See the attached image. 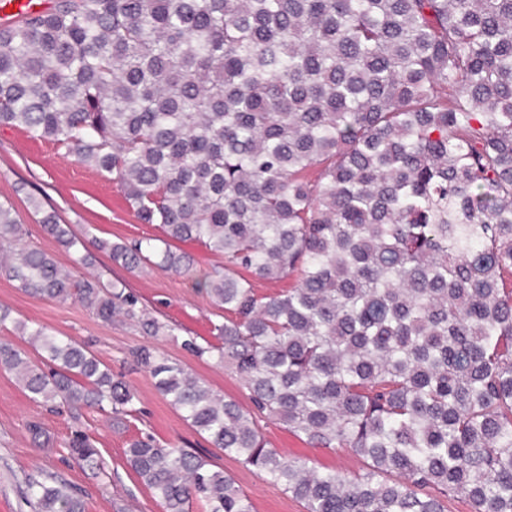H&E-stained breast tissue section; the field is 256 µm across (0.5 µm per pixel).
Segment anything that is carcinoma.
Masks as SVG:
<instances>
[{"instance_id":"cac0c4a2","label":"carcinoma","mask_w":512,"mask_h":512,"mask_svg":"<svg viewBox=\"0 0 512 512\" xmlns=\"http://www.w3.org/2000/svg\"><path fill=\"white\" fill-rule=\"evenodd\" d=\"M0 126L112 179L165 238L94 241L113 262L190 271L170 241L224 267L194 288L224 309L219 347L251 410L155 346L133 356L224 455L307 512H512V0H56L0 27ZM70 270L26 243L0 203V273L151 337L166 325L79 269L84 241L53 212ZM267 282L295 279L260 295ZM13 328H8V325ZM0 369L30 400L119 425L135 396L90 351L0 308ZM363 472L321 471L268 444L256 416ZM68 448L101 469L79 429ZM126 466L164 512H254L206 457L133 437ZM35 512H85L32 479Z\"/></svg>"}]
</instances>
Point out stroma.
I'll return each mask as SVG.
<instances>
[{
  "mask_svg": "<svg viewBox=\"0 0 512 512\" xmlns=\"http://www.w3.org/2000/svg\"><path fill=\"white\" fill-rule=\"evenodd\" d=\"M37 198L44 210L56 211L61 223L72 225L85 240L129 242L158 236L157 224H143L130 209L120 187L93 167L78 163L52 142L31 139L25 131L0 127V202L13 205L26 229V241L52 255L59 265L70 266L72 255L47 235L29 204ZM172 248L191 256L189 273L158 267L128 270L112 263L106 253L93 252L86 274L104 283L123 282L140 303L170 328L169 336L152 338L117 319L105 325L80 303H60L23 292L16 282L0 274V307L15 318L43 325L57 335L72 338L89 349L113 373L124 374L135 395L136 417L114 427L96 412H85L80 424L68 414L46 412L33 403L14 374L0 370V512H33L25 493L29 478L52 476L65 480L84 496L86 512H163L161 504L125 466L124 449L136 432H148L164 443L204 454L214 468L231 473L249 496L255 512H305L303 505L282 487L262 480L252 469L213 448L206 436L192 428L156 391L151 377L134 367L133 349L154 345L204 378L216 391L249 407L239 379L214 360L198 358L182 345L192 338L200 345L215 343L216 325L223 309L195 290L196 278L223 265V256L196 242H176ZM41 421L51 437L48 446L36 447L26 424ZM258 425L269 445L288 458L309 460L321 470L359 472L361 460L342 448H314L302 436L277 421L262 418ZM85 431L98 448L104 469L79 466L69 456L67 443L74 429Z\"/></svg>",
  "mask_w": 512,
  "mask_h": 512,
  "instance_id": "35a3bbf8",
  "label": "stroma"
}]
</instances>
